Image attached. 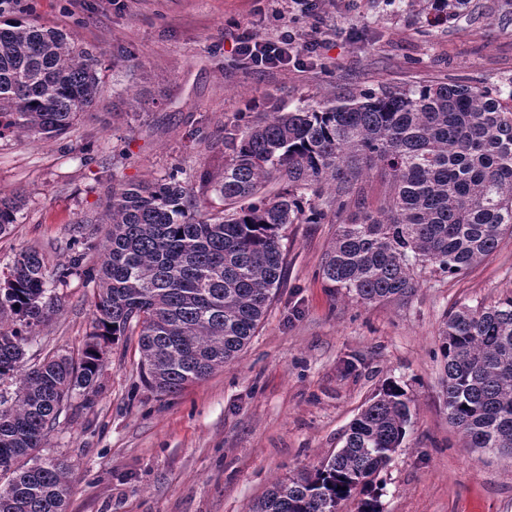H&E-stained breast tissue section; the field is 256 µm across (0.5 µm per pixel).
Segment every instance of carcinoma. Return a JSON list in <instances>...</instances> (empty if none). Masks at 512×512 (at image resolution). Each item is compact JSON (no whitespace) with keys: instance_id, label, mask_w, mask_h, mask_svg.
<instances>
[{"instance_id":"carcinoma-1","label":"carcinoma","mask_w":512,"mask_h":512,"mask_svg":"<svg viewBox=\"0 0 512 512\" xmlns=\"http://www.w3.org/2000/svg\"><path fill=\"white\" fill-rule=\"evenodd\" d=\"M429 2L439 24L467 0ZM96 66L62 31L0 22V132L66 133L96 104ZM224 148L223 175L205 181L224 208L202 219L174 174L107 192L93 332L78 357L26 365L25 346L59 299L48 294L39 251L15 256L0 285V382L20 380L14 397L0 395V512H67L68 465L40 452L73 395L91 403L108 343L138 337L142 378L159 393L208 377L264 320L284 276V228L340 219L363 171L377 169L387 195L380 212L341 224L321 268L328 288L368 303L405 300L418 273H463L512 233L511 84L440 82L275 108L262 121L224 127ZM274 180L284 183L275 194L267 190ZM326 186L333 194L324 199ZM20 202L0 196V234ZM439 341L448 419L468 447L511 458L512 291L445 317ZM411 417L406 391L388 385L326 463L274 482L251 512H336L355 492L358 512H381L376 479Z\"/></svg>"}]
</instances>
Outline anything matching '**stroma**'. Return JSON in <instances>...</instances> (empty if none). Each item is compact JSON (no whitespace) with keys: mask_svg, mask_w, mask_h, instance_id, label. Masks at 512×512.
Returning <instances> with one entry per match:
<instances>
[{"mask_svg":"<svg viewBox=\"0 0 512 512\" xmlns=\"http://www.w3.org/2000/svg\"><path fill=\"white\" fill-rule=\"evenodd\" d=\"M10 17L70 34L100 61L101 94L66 135H0V193L24 207L0 236V281L38 250L50 275L75 253L97 268L100 201L113 186L179 171L200 213L224 171V128L337 93L464 79L512 80V0H469L432 26L424 0H15ZM318 32L303 63L258 72L235 50L250 32ZM338 223L291 224L285 278L248 346L175 395L140 376L136 342L110 346L93 404L74 396L43 453L69 464L68 512H248L278 477L320 465L389 383L412 399L406 438L379 475L382 512H512V458L466 445L441 393L446 313L512 290V237L467 273H423L404 301L362 302L327 288L321 264ZM59 306L29 363L79 354L93 330L85 276L49 283Z\"/></svg>","mask_w":512,"mask_h":512,"instance_id":"obj_1","label":"stroma"}]
</instances>
